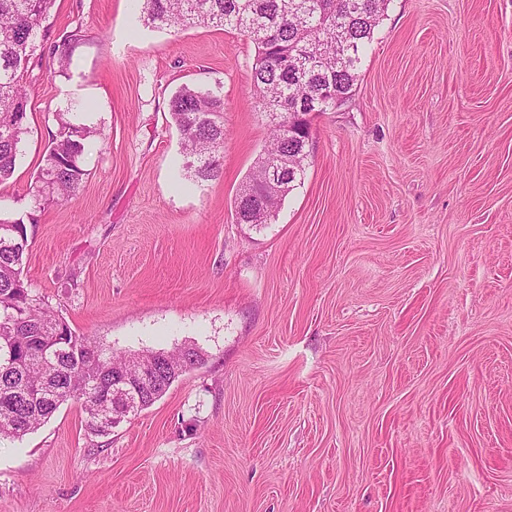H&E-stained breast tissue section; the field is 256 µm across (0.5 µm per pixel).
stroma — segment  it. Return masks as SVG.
I'll use <instances>...</instances> for the list:
<instances>
[{
	"mask_svg": "<svg viewBox=\"0 0 512 512\" xmlns=\"http://www.w3.org/2000/svg\"><path fill=\"white\" fill-rule=\"evenodd\" d=\"M55 0L65 76L27 78L0 210L32 213V296L116 354L202 362L105 436L69 401L0 442V512H512V0H390L349 99L310 114L275 222L233 200L267 145L253 43ZM221 87L223 174L184 168L168 100ZM102 139L32 209L57 116ZM78 32L68 35L61 45L55 44L49 48V54L56 58L58 72L64 73L70 66L73 48L79 41Z\"/></svg>",
	"mask_w": 512,
	"mask_h": 512,
	"instance_id": "35a3bbf8",
	"label": "stroma"
}]
</instances>
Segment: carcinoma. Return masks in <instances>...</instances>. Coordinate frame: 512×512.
Masks as SVG:
<instances>
[{
	"label": "carcinoma",
	"mask_w": 512,
	"mask_h": 512,
	"mask_svg": "<svg viewBox=\"0 0 512 512\" xmlns=\"http://www.w3.org/2000/svg\"><path fill=\"white\" fill-rule=\"evenodd\" d=\"M54 0H0V184L14 175L26 135L28 97L24 77L42 66L39 33ZM147 23L157 28L192 24L235 30L255 46L252 86L263 111L277 115L327 112L345 100L358 78L363 50L373 39L387 0H141ZM79 41L76 33L49 48L59 72L71 64ZM168 112L180 132L185 168L195 182L218 179L224 151V95L219 89L183 85L169 98ZM269 152L288 151L300 142L288 140V129L271 125ZM87 125L64 121L53 135L44 165L31 190L39 205L50 196L68 198L79 191L86 175L85 154L91 147ZM307 156L296 170L277 174L257 158L234 199L238 224L261 220L270 224L281 201L302 179ZM1 224L16 225V241L0 242V438H19L50 418L61 404L77 398L96 435V410L109 394L104 387L87 395V379L109 381L127 367L126 358L99 349L78 336L67 322L33 298L22 279L29 247L27 224L0 216ZM202 362L193 351L179 350L156 363L143 383L141 407L161 398L183 373Z\"/></svg>",
	"instance_id": "carcinoma-1"
}]
</instances>
